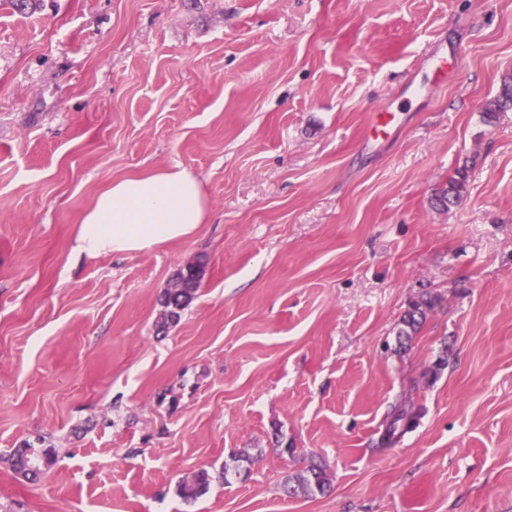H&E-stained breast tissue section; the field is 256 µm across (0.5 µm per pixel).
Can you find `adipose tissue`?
Instances as JSON below:
<instances>
[{"instance_id": "adipose-tissue-1", "label": "adipose tissue", "mask_w": 512, "mask_h": 512, "mask_svg": "<svg viewBox=\"0 0 512 512\" xmlns=\"http://www.w3.org/2000/svg\"><path fill=\"white\" fill-rule=\"evenodd\" d=\"M209 214L198 178L181 166L116 179L83 215L73 253L95 259L150 252L192 238Z\"/></svg>"}]
</instances>
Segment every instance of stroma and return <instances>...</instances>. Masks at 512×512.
I'll list each match as a JSON object with an SVG mask.
<instances>
[{
	"instance_id": "obj_1",
	"label": "stroma",
	"mask_w": 512,
	"mask_h": 512,
	"mask_svg": "<svg viewBox=\"0 0 512 512\" xmlns=\"http://www.w3.org/2000/svg\"><path fill=\"white\" fill-rule=\"evenodd\" d=\"M508 73L512 0H0V512H512V110H480ZM176 164L192 239L72 258L104 187ZM313 460L329 492L283 497ZM468 181V169L466 167L456 170L455 176L441 188L437 189L434 196L435 204L439 202L442 206L450 208V206L458 203L464 196ZM204 274V265L201 263H189L177 272L173 281L175 288H167L163 293L162 303L166 312L161 329H168L179 322L181 312L195 298ZM434 305L435 298L431 295L421 296L411 304L410 309L402 319L403 327L398 333V340L401 346L419 331L427 317V313L433 309ZM415 418V412L411 408L400 406L395 408L391 420L387 423L385 430L379 437V445L383 448L393 446L399 439L402 431L400 427H408ZM51 460L49 450H43L41 456L34 455L32 448H16L11 455L12 469L26 479L36 478L42 465H47ZM36 465L32 466L31 463ZM210 485V475L206 471H200L185 478L178 486L179 496L186 502L194 501L205 494Z\"/></svg>"
}]
</instances>
